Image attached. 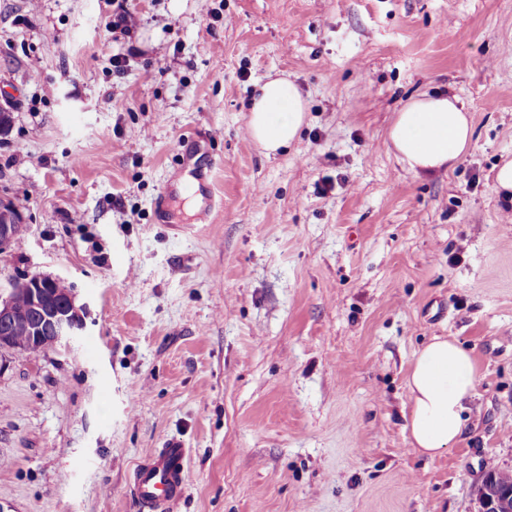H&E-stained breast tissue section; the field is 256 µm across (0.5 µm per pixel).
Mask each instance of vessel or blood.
<instances>
[{"label": "vessel or blood", "instance_id": "vessel-or-blood-1", "mask_svg": "<svg viewBox=\"0 0 512 512\" xmlns=\"http://www.w3.org/2000/svg\"><path fill=\"white\" fill-rule=\"evenodd\" d=\"M187 190L206 199L196 215L197 223H211L217 205L211 173L201 174L194 183L188 184ZM188 457L189 451L183 443L172 439L137 464L130 489L144 512H170L173 505L183 498L192 480Z\"/></svg>", "mask_w": 512, "mask_h": 512}]
</instances>
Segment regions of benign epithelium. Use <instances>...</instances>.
<instances>
[{"label":"benign epithelium","mask_w":512,"mask_h":512,"mask_svg":"<svg viewBox=\"0 0 512 512\" xmlns=\"http://www.w3.org/2000/svg\"><path fill=\"white\" fill-rule=\"evenodd\" d=\"M25 224L22 215L14 203L0 201V251L10 248L12 243L22 236ZM57 280L55 276L35 274L19 279L26 286L28 307L36 314L37 325L33 331L28 352H41L65 346L81 335L85 327V312L76 306L75 295L62 302L56 308L48 304L46 289ZM29 315L14 307L7 296L0 297V325L13 328L29 324ZM479 512H512V506L493 492L487 479H481L477 485Z\"/></svg>","instance_id":"benign-epithelium-1"}]
</instances>
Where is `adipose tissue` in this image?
Masks as SVG:
<instances>
[{
    "label": "adipose tissue",
    "instance_id": "1",
    "mask_svg": "<svg viewBox=\"0 0 512 512\" xmlns=\"http://www.w3.org/2000/svg\"><path fill=\"white\" fill-rule=\"evenodd\" d=\"M306 113L298 86L270 75L256 85L247 131L265 155L272 156L296 141ZM472 134L471 118L458 97L434 92L410 98L389 127L387 139L398 162L421 176L453 168L469 148ZM475 382L472 358L456 339L435 337L417 352L407 379L413 448L433 457L463 435L465 402Z\"/></svg>",
    "mask_w": 512,
    "mask_h": 512
}]
</instances>
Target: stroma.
Here are the masks:
<instances>
[{"label":"stroma","instance_id":"1","mask_svg":"<svg viewBox=\"0 0 512 512\" xmlns=\"http://www.w3.org/2000/svg\"><path fill=\"white\" fill-rule=\"evenodd\" d=\"M271 73L308 113L268 159L246 127ZM426 91L473 137L418 177L387 130ZM0 109L27 226L0 284L58 274L86 309L69 348L0 357L1 505L140 512L129 476L172 438L173 512H477L488 466L512 470V0H0ZM207 164L213 223L176 195L160 223ZM436 336L476 383L430 458L406 380Z\"/></svg>","mask_w":512,"mask_h":512}]
</instances>
